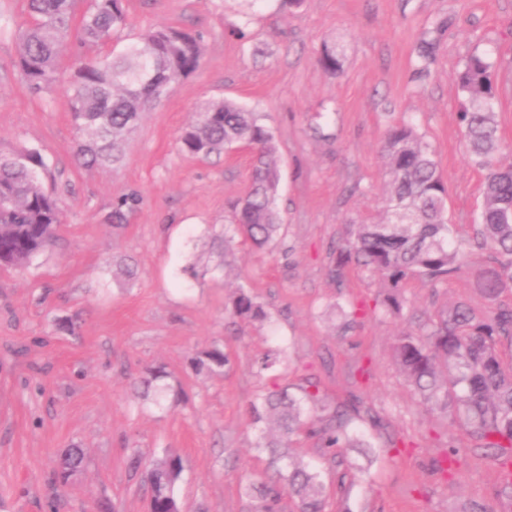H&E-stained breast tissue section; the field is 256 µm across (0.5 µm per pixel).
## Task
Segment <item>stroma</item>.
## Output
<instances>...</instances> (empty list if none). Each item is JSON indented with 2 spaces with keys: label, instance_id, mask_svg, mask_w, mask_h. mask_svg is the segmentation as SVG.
<instances>
[{
  "label": "stroma",
  "instance_id": "stroma-1",
  "mask_svg": "<svg viewBox=\"0 0 512 512\" xmlns=\"http://www.w3.org/2000/svg\"><path fill=\"white\" fill-rule=\"evenodd\" d=\"M122 39L158 27L200 34L202 65L159 105L144 112L117 167L77 166L78 135L64 85L36 93L18 67L24 0H0V150L36 149L43 185L64 216L55 247L28 268L0 269V512H147V488L129 467L132 453L181 457L176 492L184 512H247L248 482L269 478L268 454L254 449L248 406L273 384L318 382L325 405H357L352 425L369 454L340 448L322 462L320 443L294 451L322 462L326 512H464L481 503L512 512L499 496L502 465L475 439L431 408L394 359L404 333L463 302L492 305L470 275L430 288L417 277L405 305L387 315L381 273L349 261L339 248L355 224L378 221L387 174L381 146L405 122L431 146L448 186V218L469 241L484 174L472 162L459 114V74L474 54L496 61L502 164H512V0H126ZM246 25L247 43L229 34ZM434 51L424 73L423 41ZM344 51L340 74L318 63L323 44ZM236 100L261 112L278 141L283 222L278 246H237L221 275L191 279L182 269L212 246L213 229L250 184L251 152L198 158L178 136L203 103ZM134 192L140 206L125 224L107 218ZM135 277L117 276V261ZM268 313L235 317L237 288ZM220 347L229 363L200 367ZM285 351L288 368L257 369ZM161 372L162 406L142 403L132 384ZM83 448L82 468L53 483L61 449ZM460 453L448 473L434 461ZM350 471L348 496L336 475Z\"/></svg>",
  "mask_w": 512,
  "mask_h": 512
}]
</instances>
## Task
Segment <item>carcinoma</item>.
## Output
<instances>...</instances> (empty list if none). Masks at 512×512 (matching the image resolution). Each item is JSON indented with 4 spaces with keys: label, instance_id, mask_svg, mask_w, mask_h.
I'll use <instances>...</instances> for the list:
<instances>
[{
    "label": "carcinoma",
    "instance_id": "1",
    "mask_svg": "<svg viewBox=\"0 0 512 512\" xmlns=\"http://www.w3.org/2000/svg\"><path fill=\"white\" fill-rule=\"evenodd\" d=\"M30 21L21 33L18 65L28 86L45 91L57 79V59L73 37L77 0H27ZM79 37L84 44L102 48L93 62L75 57L69 81V102L80 134L78 161L84 166L122 162L125 137L138 125L145 107L168 98L202 63L199 35L174 27L149 30L118 49L112 38L128 25L124 0H90L79 14ZM319 63L335 74L342 67L336 44L322 48ZM486 57H469L459 85L467 100L460 121L471 159L485 172L483 201L478 212L475 247L488 253V261L474 275L473 285L495 303L512 291V165L496 161L499 150L495 113L498 91ZM183 152L208 157L241 145L252 150L250 187L233 205L232 223L214 234L219 260L192 268L204 278L224 267V252L237 240L263 249L280 236L281 216L276 208L280 189L277 140L259 113L227 99L203 104L180 135ZM382 153L390 177L381 221L356 225L354 238L340 252L367 269L383 274L391 288L383 312L398 314L403 302L399 289L410 275L431 288L465 273L467 254L453 238L445 214L447 187L435 155L409 124L392 127ZM46 163L37 150L0 152V265L22 269L51 247L61 224L58 199L48 192L39 171ZM141 202L139 195L119 196L109 220L122 224L126 213ZM232 311L243 320H264L267 312L243 288L232 299ZM512 305L498 306L486 317L458 303L428 319L421 334L397 338L394 357L422 399L448 416L466 432L483 441L487 453L512 465ZM286 362L285 352L270 351L261 358L259 371ZM322 404L316 382L293 393L285 386L268 390L249 404L256 430L255 447L268 452L276 479L248 484L243 495L250 512H277L283 495L299 499L300 512H325L321 471L313 462L288 451L293 436L304 433L321 441L322 457L335 459V448H369L364 435L350 427L348 411L334 410L321 426L309 421ZM83 462L79 448L59 454L56 482L65 485ZM133 471H142L150 489L151 512H180L175 489L184 471L180 456L167 453L145 462L135 455Z\"/></svg>",
    "mask_w": 512,
    "mask_h": 512
}]
</instances>
